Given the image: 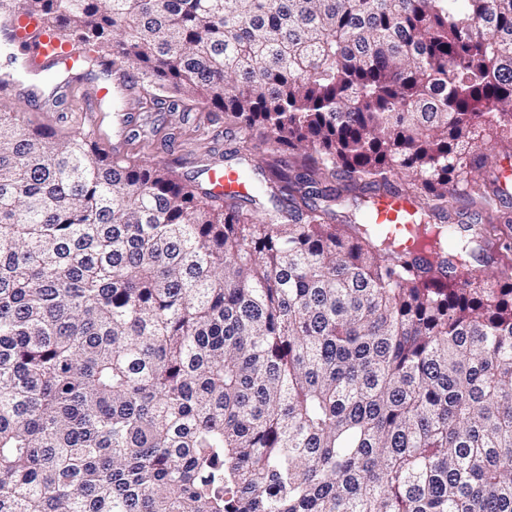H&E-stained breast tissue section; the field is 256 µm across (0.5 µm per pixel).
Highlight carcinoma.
Here are the masks:
<instances>
[{
  "instance_id": "1",
  "label": "carcinoma",
  "mask_w": 512,
  "mask_h": 512,
  "mask_svg": "<svg viewBox=\"0 0 512 512\" xmlns=\"http://www.w3.org/2000/svg\"><path fill=\"white\" fill-rule=\"evenodd\" d=\"M22 9L224 113L252 192L0 112V512H512V224L467 161L512 148V0ZM416 209L417 205L408 198L394 192L385 193L374 200V223L400 229L401 224H408L406 218Z\"/></svg>"
}]
</instances>
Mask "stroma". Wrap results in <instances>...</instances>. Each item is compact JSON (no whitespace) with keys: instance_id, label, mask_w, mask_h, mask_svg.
<instances>
[{"instance_id":"stroma-1","label":"stroma","mask_w":512,"mask_h":512,"mask_svg":"<svg viewBox=\"0 0 512 512\" xmlns=\"http://www.w3.org/2000/svg\"><path fill=\"white\" fill-rule=\"evenodd\" d=\"M110 76L111 68L107 65L95 66L92 73L74 81L68 80L66 72L59 71L48 76L49 94L41 101L29 102L17 89L0 91V112L16 113L21 124H43L62 136L78 128L82 115L70 96L61 93V85L68 83L76 91H88ZM139 95V85L131 83L103 103L107 131L101 140L103 148L117 147L148 156L189 179L212 160L224 158L233 146L237 131L225 125L223 113L202 108L189 112H147L139 103ZM480 163L486 182L505 190L498 203L500 216L512 218V151L496 150L481 158Z\"/></svg>"}]
</instances>
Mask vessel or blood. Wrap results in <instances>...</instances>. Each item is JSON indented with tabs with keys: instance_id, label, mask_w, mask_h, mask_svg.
Returning a JSON list of instances; mask_svg holds the SVG:
<instances>
[{
	"instance_id": "vessel-or-blood-1",
	"label": "vessel or blood",
	"mask_w": 512,
	"mask_h": 512,
	"mask_svg": "<svg viewBox=\"0 0 512 512\" xmlns=\"http://www.w3.org/2000/svg\"><path fill=\"white\" fill-rule=\"evenodd\" d=\"M0 45L11 48L22 61L29 77L23 92L28 99L39 100L43 87V74L51 69L73 68L80 60L81 52L70 41L63 39L42 18L18 10L0 22ZM110 94L109 87L94 88L83 102L84 122L89 132L103 133V117L98 109L101 101ZM206 184L216 195L245 193L246 187L239 182L236 172L214 162L205 172ZM416 206L408 198L390 192L374 200L373 219L383 226H401Z\"/></svg>"
}]
</instances>
